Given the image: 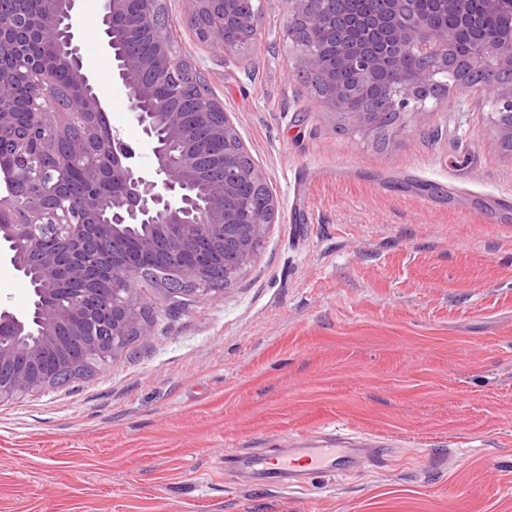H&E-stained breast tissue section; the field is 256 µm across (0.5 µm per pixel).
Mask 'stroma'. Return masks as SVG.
Here are the masks:
<instances>
[{"label": "stroma", "instance_id": "35a3bbf8", "mask_svg": "<svg viewBox=\"0 0 512 512\" xmlns=\"http://www.w3.org/2000/svg\"><path fill=\"white\" fill-rule=\"evenodd\" d=\"M233 55L166 0L280 215L230 287L143 293L146 335L91 375L0 403V512H512V153L489 106L446 90L384 139L305 84L283 0ZM80 0L84 67L142 145ZM372 434L385 453L301 492L240 463L299 436Z\"/></svg>", "mask_w": 512, "mask_h": 512}]
</instances>
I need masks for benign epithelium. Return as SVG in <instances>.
Wrapping results in <instances>:
<instances>
[{"instance_id":"1","label":"benign epithelium","mask_w":512,"mask_h":512,"mask_svg":"<svg viewBox=\"0 0 512 512\" xmlns=\"http://www.w3.org/2000/svg\"><path fill=\"white\" fill-rule=\"evenodd\" d=\"M142 25L123 29V36L134 41L149 37L163 57L129 55L113 67L116 81L129 102L133 121L141 128L154 157L153 169L145 173L134 162L135 151L116 132H109L101 143L103 153L112 160L109 172L120 191L112 194V216L100 224L86 223L85 213L72 207L60 194L53 208L34 203L23 207L20 224H0V256L17 271L35 257L43 287L31 301L30 311L19 316L0 305V331L24 336L29 320L40 325L33 344H22L0 337V402L58 385L63 375L80 378L95 365L107 360L123 347L127 338L145 333L147 317L144 302L132 288L139 267L126 260L136 249L159 259V276L188 286L187 295L206 294L204 265L212 250H222L235 258L224 273V287L238 280L257 254L269 225L275 223L277 201L252 208L245 197L257 183L265 182L257 167L245 162L247 150L234 141L229 118L220 121L213 113L223 106L200 92L211 110L195 114L206 134L224 140V176L209 182V197L220 206H200L192 196L195 176L205 173L208 156L205 139L192 138L178 86L196 77L191 67L176 55L171 40L165 0H137ZM191 23L204 24L200 40L216 53L231 54L258 34L259 12L251 0H189ZM355 0H286L287 35L302 58L311 83L321 102L334 114L364 134H375L392 117L405 112H421L429 98L428 90L454 86L460 90L481 88L490 99L487 132L498 141H512V0H436L451 7L459 21L470 23L477 15L496 20L493 33L478 32L468 55L458 61L454 75L447 74L446 61L457 57L456 30L419 14L415 0H366L364 11L352 10ZM44 10L16 25L0 28V44L59 34L62 17L69 18L68 48L58 62L70 67L72 80L90 89L82 108L106 115L112 103L99 93L82 68L75 19L78 0H43ZM402 56L422 63L407 69L397 64ZM51 63L31 64L22 71L33 87L32 97L20 105L11 98V72L0 73V126L13 123L16 112H32L39 126L53 128L63 115L60 100L50 95ZM380 78L373 105L349 111L346 103L363 95L369 84ZM102 164L86 168L83 178L96 191L103 177ZM42 173L34 170L31 156L19 148L0 157V214L16 204L14 189L19 184H36ZM122 224H150L151 233L130 241L123 236ZM54 230L67 245L57 253L38 248L39 231ZM112 241V288L96 294L105 299L85 320L74 317L86 290L70 297L67 307L54 298L63 282L88 276V265L79 255L86 234Z\"/></svg>"}]
</instances>
